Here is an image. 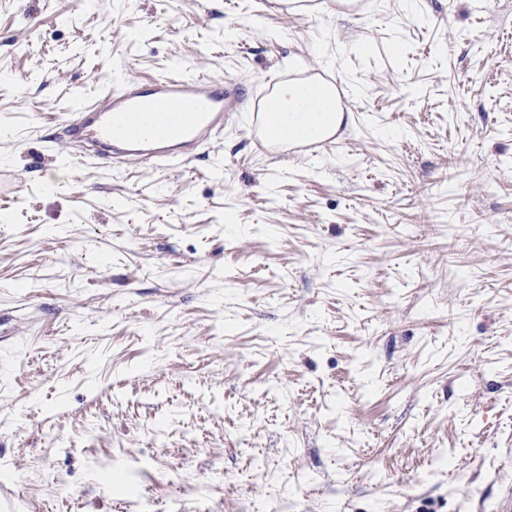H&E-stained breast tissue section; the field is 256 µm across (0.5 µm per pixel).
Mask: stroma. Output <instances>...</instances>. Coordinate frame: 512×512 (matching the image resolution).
Segmentation results:
<instances>
[{"instance_id": "1", "label": "stroma", "mask_w": 512, "mask_h": 512, "mask_svg": "<svg viewBox=\"0 0 512 512\" xmlns=\"http://www.w3.org/2000/svg\"><path fill=\"white\" fill-rule=\"evenodd\" d=\"M325 73L304 156H71L179 70ZM0 507L501 512L512 501V0H0Z\"/></svg>"}]
</instances>
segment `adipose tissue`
Listing matches in <instances>:
<instances>
[{"label": "adipose tissue", "mask_w": 512, "mask_h": 512, "mask_svg": "<svg viewBox=\"0 0 512 512\" xmlns=\"http://www.w3.org/2000/svg\"><path fill=\"white\" fill-rule=\"evenodd\" d=\"M270 110L271 132L279 142L310 141L326 132L334 134L346 120L332 86L313 81L279 85Z\"/></svg>", "instance_id": "adipose-tissue-1"}]
</instances>
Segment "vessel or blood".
<instances>
[{
  "mask_svg": "<svg viewBox=\"0 0 512 512\" xmlns=\"http://www.w3.org/2000/svg\"><path fill=\"white\" fill-rule=\"evenodd\" d=\"M246 99L242 83L205 74L172 73L128 82L102 103L76 112L64 124L59 140L68 148L87 146L90 156L104 162L172 167L209 143L234 114L244 112ZM246 114L251 135L259 143L272 145L277 153L306 152L303 143L271 144L266 102L256 101Z\"/></svg>",
  "mask_w": 512,
  "mask_h": 512,
  "instance_id": "vessel-or-blood-1",
  "label": "vessel or blood"
}]
</instances>
